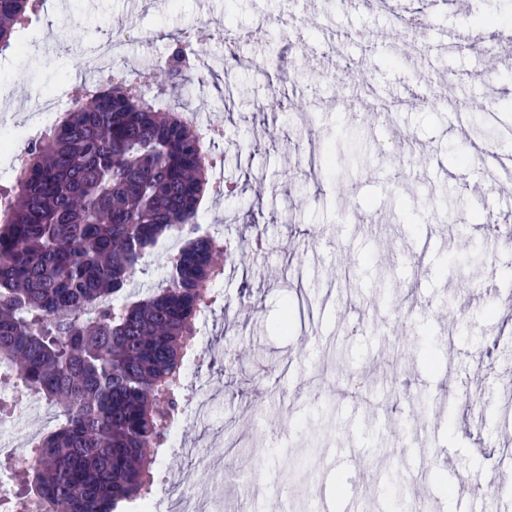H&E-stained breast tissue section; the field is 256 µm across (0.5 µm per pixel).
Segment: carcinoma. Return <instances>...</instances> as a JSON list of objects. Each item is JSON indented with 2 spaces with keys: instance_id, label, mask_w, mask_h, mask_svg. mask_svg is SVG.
Listing matches in <instances>:
<instances>
[{
  "instance_id": "1",
  "label": "carcinoma",
  "mask_w": 512,
  "mask_h": 512,
  "mask_svg": "<svg viewBox=\"0 0 512 512\" xmlns=\"http://www.w3.org/2000/svg\"><path fill=\"white\" fill-rule=\"evenodd\" d=\"M39 3L0 0V53ZM193 79L179 40L158 71L77 101L0 191V366L60 418L34 445L29 485L0 512H126L152 493L227 251L194 230L210 188L205 143L147 89ZM180 232L164 285L131 298L148 251Z\"/></svg>"
}]
</instances>
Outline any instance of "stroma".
Segmentation results:
<instances>
[{
    "label": "stroma",
    "instance_id": "1",
    "mask_svg": "<svg viewBox=\"0 0 512 512\" xmlns=\"http://www.w3.org/2000/svg\"><path fill=\"white\" fill-rule=\"evenodd\" d=\"M314 22L304 4L284 0H43L23 33L38 51L0 65V134L13 151L0 153V185L10 186L16 156L47 125L31 114V94L57 86L78 90L94 47L123 35L130 57L157 61L192 30L202 56L224 55L234 41L244 59L224 101L223 70L204 74L193 99L198 120L223 129L207 151L223 161V192L207 195L198 221L226 242L228 260L215 306L202 326L205 352L196 356L191 394H204V413L189 416L176 449L161 448L157 466L171 486L231 505L239 491L230 471L263 465V481L283 488L288 512H304L313 485L346 483L361 512H394L404 491L392 449L400 428L414 437L421 463L418 489L436 488L449 460L479 471L470 432L500 455L512 450V303H495L512 284V247L467 242L474 216L496 212L487 198L466 194L448 173L477 171L475 145L512 126V67L485 69L479 49L507 54L512 0H468L464 13L448 0H392L388 9L352 11L321 0ZM419 12L421 25L392 31L398 8ZM465 28L479 44L454 39ZM153 36L144 43L142 34ZM366 61L364 81L336 82L325 47ZM281 97L282 111L259 110ZM484 99L499 116L467 114L449 127L460 99ZM332 148L333 171L303 162L304 153ZM404 175L386 184L394 169ZM265 192L256 195V183ZM348 194L336 192L337 183ZM446 239L432 264L411 256L427 225ZM431 280L439 317L425 315L412 282ZM412 313L401 330L417 345L403 350L389 315L368 317L358 331L338 312L373 299ZM279 368L267 373L271 361ZM360 381L363 408L349 416L340 396ZM484 407L467 418L456 396ZM57 426L31 409L0 422V437L25 454ZM447 440L453 455L434 453ZM365 451L356 470L314 469L337 440Z\"/></svg>",
    "mask_w": 512,
    "mask_h": 512
}]
</instances>
